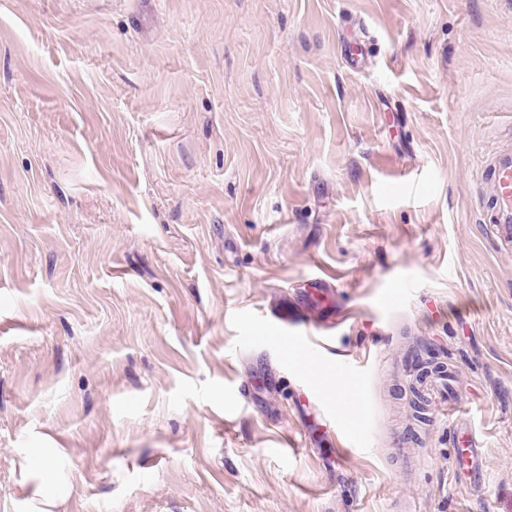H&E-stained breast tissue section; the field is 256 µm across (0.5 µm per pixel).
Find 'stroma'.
I'll return each mask as SVG.
<instances>
[{
  "instance_id": "1",
  "label": "stroma",
  "mask_w": 512,
  "mask_h": 512,
  "mask_svg": "<svg viewBox=\"0 0 512 512\" xmlns=\"http://www.w3.org/2000/svg\"><path fill=\"white\" fill-rule=\"evenodd\" d=\"M509 144L512 0H0V512L33 448L62 512H512ZM319 278L311 365L266 315ZM482 176L491 186L490 200L483 203L485 224H493L497 238L512 246V146L493 154ZM458 404L448 400V425L452 442V454L455 470L468 473L473 469L474 459L480 448V440L476 433L463 428L460 420L456 418ZM33 470L40 476V508L36 512H51L65 502L72 492V485L59 471L56 448H33L28 457Z\"/></svg>"
}]
</instances>
